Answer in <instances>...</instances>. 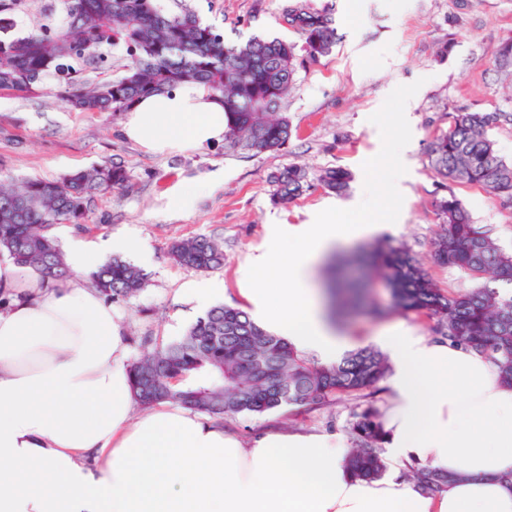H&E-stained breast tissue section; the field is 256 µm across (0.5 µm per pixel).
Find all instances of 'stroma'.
I'll list each match as a JSON object with an SVG mask.
<instances>
[{
  "mask_svg": "<svg viewBox=\"0 0 512 512\" xmlns=\"http://www.w3.org/2000/svg\"><path fill=\"white\" fill-rule=\"evenodd\" d=\"M330 10L338 41L319 61L298 66L288 94L291 138L285 149L257 156H228L223 143L176 154H150L125 138L122 112H76L59 100L60 79L48 72L30 93L0 90V182L56 179L101 162H117L130 176L128 187L97 196L82 227L60 224L61 247L80 239L100 248L129 239L126 259L149 275L148 287L133 302H115L129 360L144 351L145 338L164 343L182 335L202 316L183 300V288L205 281L219 290L216 303L247 307L241 275L258 251L276 250V224H304L326 200H334L337 224L364 218L353 203L372 187L382 225L379 238L404 246L429 271L437 288L455 293L473 280L464 271L434 263L432 242L441 220L436 200L455 194L474 223L512 252V208L483 188L438 176L427 149L448 128V115L460 109L512 113V66L500 51L512 43V0H314ZM288 0H193L204 20L235 43L252 35L299 42L282 22ZM403 153L407 172L401 193L390 192L385 174L394 153ZM291 164L311 177L343 167L353 180L346 194L332 195L312 185L285 205L271 202L272 177ZM204 190L183 207L170 198L181 185ZM205 235L224 245V265L202 272L177 265L171 242ZM342 333L355 347H380V333L401 323L435 338V320L393 312L383 317L340 313ZM386 410L387 384L368 396L337 398L322 408H285L257 416H227L225 430L241 439L288 426L317 433L349 432L364 404Z\"/></svg>",
  "mask_w": 512,
  "mask_h": 512,
  "instance_id": "stroma-1",
  "label": "stroma"
}]
</instances>
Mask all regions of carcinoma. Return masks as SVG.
Segmentation results:
<instances>
[{
	"label": "carcinoma",
	"mask_w": 512,
	"mask_h": 512,
	"mask_svg": "<svg viewBox=\"0 0 512 512\" xmlns=\"http://www.w3.org/2000/svg\"><path fill=\"white\" fill-rule=\"evenodd\" d=\"M62 14L50 33L45 26L6 37L0 50V89L34 90L63 60L98 65L99 50L127 46L130 65L120 75L91 83L79 77L59 85L55 95L79 112H125L140 97L195 83L224 102V154L255 156L283 150L291 125L283 112L293 87L297 52L309 61L327 56L336 45L331 14L313 0H291L284 9L301 45L278 38L251 36L228 44L205 23L190 0H52ZM512 118L506 112L458 110L448 130L429 144L432 169L453 182L477 185L503 206L512 205V162L495 147L489 132ZM352 173L342 167L324 171L320 185L346 191ZM129 176L119 163L68 173L54 180L29 178L16 187L0 183V256L43 279L60 284L69 276L55 225L83 229L88 206L98 195L123 189ZM271 200L285 205L310 187L306 168L291 164L273 177ZM442 230L433 241L437 265L486 276L473 289L445 295L405 248L390 241L359 257L366 280L339 273L337 297L352 308L367 298L366 281L387 289L389 308L423 314L438 322L437 334L488 358L503 382L512 384V253L503 251L475 224L453 193L435 203ZM179 265L209 271L224 265V247L207 236L175 240L169 247ZM106 297L129 302L147 287L149 276L118 257L91 274ZM389 370L387 357L363 347L327 365L293 347L286 338L259 324L239 307L216 305L179 338L148 343L130 365L134 399L143 407L172 402L215 418L262 415L285 407L318 408L342 395L374 391ZM355 446L347 455L352 475L380 479L388 463L377 408L354 415ZM416 485L436 493L448 475L432 468L412 475Z\"/></svg>",
	"instance_id": "cac0c4a2"
}]
</instances>
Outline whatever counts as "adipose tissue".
<instances>
[{"mask_svg": "<svg viewBox=\"0 0 512 512\" xmlns=\"http://www.w3.org/2000/svg\"><path fill=\"white\" fill-rule=\"evenodd\" d=\"M224 126L222 100L185 84L137 101L124 134L169 154L223 140ZM378 230L321 214L279 227L296 250L259 252L242 273L255 316L336 362L350 340L328 323L312 268ZM105 252L72 242V275L55 287L0 259V512H512V386L482 354L402 325L381 334L393 358L386 446L396 464L445 470L434 494L355 479L340 434L273 429L246 445L179 407L135 413L124 331L88 282ZM273 272L288 282L276 295L255 285Z\"/></svg>", "mask_w": 512, "mask_h": 512, "instance_id": "adipose-tissue-1", "label": "adipose tissue"}]
</instances>
